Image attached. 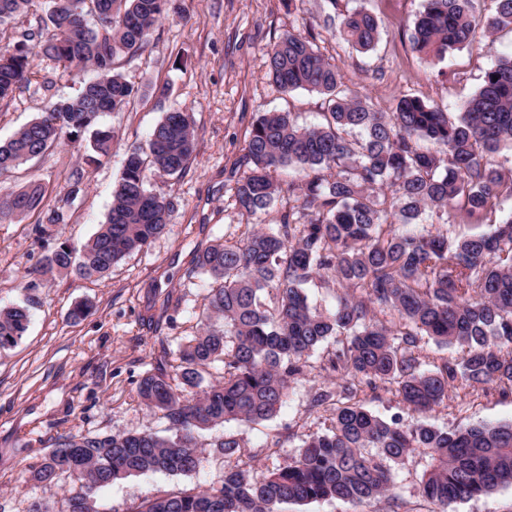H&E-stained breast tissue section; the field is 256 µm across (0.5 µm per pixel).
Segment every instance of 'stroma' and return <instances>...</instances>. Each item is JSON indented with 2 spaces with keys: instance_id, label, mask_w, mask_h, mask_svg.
Here are the masks:
<instances>
[{
  "instance_id": "obj_1",
  "label": "stroma",
  "mask_w": 512,
  "mask_h": 512,
  "mask_svg": "<svg viewBox=\"0 0 512 512\" xmlns=\"http://www.w3.org/2000/svg\"><path fill=\"white\" fill-rule=\"evenodd\" d=\"M423 0H173L175 14L150 34L140 55L120 59L119 72L136 89L121 111L106 114L102 123L115 135L110 158L85 166L81 152L61 146L0 177V195L29 181L43 182L49 193L62 190L72 170L84 173L82 191L60 228L72 246L81 247L104 223L127 150L145 144L165 113H190L196 151L179 176L150 174L148 187L173 196L176 206L162 234L113 267L101 281L63 277L36 290H26L36 270L55 245L33 229V218L0 222V304L33 299L29 327L18 343L0 350V512H26L30 501L63 512L75 484L64 478L52 488L28 482V469L52 450L58 435L120 434L135 430L163 432L164 423L137 395V382L159 363L173 365L179 343L195 334V315L208 285L188 277L195 250L217 238L241 235L249 224L234 201L242 176L239 159L251 126L262 112L288 111L299 124L320 122L323 97L297 89L288 93L267 77L266 51L282 33L312 30L321 53L335 63L345 86L368 95L374 108L391 111L403 95H416L456 116L479 89L499 57L512 53V31L488 37L477 32L474 42L429 65L411 45L413 19ZM365 8L378 19L381 37L373 51L358 52L338 36L342 13ZM54 81L51 92L38 87L0 101V142L38 118L48 99L75 96L89 70L65 72L38 57L33 61ZM179 297L164 308L167 296ZM88 302L92 312L80 321L70 311ZM171 316L162 328L148 318ZM336 347L322 344L308 360L303 377L293 384L286 402L271 420L201 432L206 460L193 474L131 476L98 494L101 512H126L132 503L164 491L217 487L225 460L210 450L212 441L230 431L244 441L242 458L267 472L288 463L302 439L324 432L329 414L312 410L310 399L324 382V367ZM424 421L443 430L470 423L512 422V391L494 384L448 389V398L424 414ZM426 462L409 458L397 467L395 501L353 504L324 500L306 505L285 504L282 512H434L420 492Z\"/></svg>"
}]
</instances>
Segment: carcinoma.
<instances>
[{
  "label": "carcinoma",
  "mask_w": 512,
  "mask_h": 512,
  "mask_svg": "<svg viewBox=\"0 0 512 512\" xmlns=\"http://www.w3.org/2000/svg\"><path fill=\"white\" fill-rule=\"evenodd\" d=\"M473 0H424L414 21L412 48L430 64L471 44ZM485 23L493 34L512 30V0H495ZM171 0H0V27L19 38L0 46V100L37 79V55L59 65L89 66L94 78L65 101L48 102L41 116L0 143V176L65 142L83 150L87 165L112 154L114 135L100 118L126 107L134 87L117 60L144 52L150 31L169 15ZM380 25L367 10L344 15L339 36L372 49ZM268 75L282 91L325 96L323 122L306 127L290 112H264L252 124L234 199L258 218L284 201L278 224H254L234 242L199 250L188 277L205 275L198 332L178 349L172 371L143 376L137 394L165 422V434L60 435L54 451L32 470L53 487L78 482L64 512H100L98 493L130 476L188 475L205 456L197 437L231 421L271 419L304 373L311 353L329 338L337 348L325 370L340 379V396L318 389L312 407L334 404L329 427L303 440L288 464L266 474L236 465L221 486L183 488L132 504L127 512H281L284 504L337 499L392 500V466L428 458L422 496L448 512L454 505L512 486V422L472 424L453 431L423 421L389 423L356 400L363 386H395L402 405L425 413L448 398V386L512 382V214L488 232L457 236L422 225L437 209L482 225L497 201L512 197V179L490 154L512 145V54L484 75L478 91L451 119L438 106L404 95L390 112L368 96L346 92L336 64L309 34L287 31L267 50ZM90 134L89 143L84 135ZM195 148L187 112H168L143 146L128 150L105 223L77 249L57 243L37 270L34 289L62 275L101 280L125 256L163 233L175 198L146 187L148 172L183 174ZM291 170L283 184L276 178ZM76 169L58 205L45 207L46 189L34 180L0 197V221L42 214L35 224L50 237L66 223L81 191ZM329 275L341 288L336 306L319 309L305 285ZM273 294L268 305L263 294ZM33 301L0 305V349L26 333ZM392 313L385 323L379 315ZM457 346L460 359L421 369L422 337ZM222 379L207 381L209 369ZM227 460L242 439L226 433L210 444ZM367 448L378 449L369 455Z\"/></svg>",
  "instance_id": "carcinoma-1"
}]
</instances>
